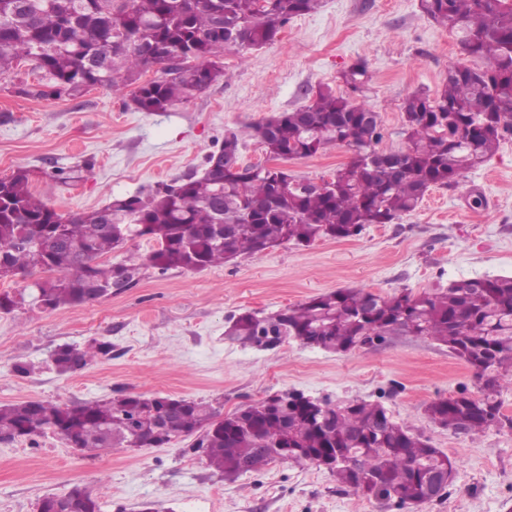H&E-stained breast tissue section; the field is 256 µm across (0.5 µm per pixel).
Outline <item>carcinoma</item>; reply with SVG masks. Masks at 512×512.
I'll use <instances>...</instances> for the list:
<instances>
[{"mask_svg": "<svg viewBox=\"0 0 512 512\" xmlns=\"http://www.w3.org/2000/svg\"><path fill=\"white\" fill-rule=\"evenodd\" d=\"M0 0V77L30 61L45 73L39 97L75 96L88 86L122 90L141 72L162 65V76L132 91L143 112H166L203 94L224 70L198 66L226 48L273 41L296 16L319 0ZM432 21L460 34L465 54L481 67L448 69L440 92L410 95L403 105L406 146L376 148L379 114L331 89L306 105L252 126L274 159L305 158L333 145L352 151L350 162L327 186L284 170L242 165L243 132L224 133L207 168L179 184L133 194L101 209L65 217L31 190L32 173L19 168L0 178V265L22 275L36 268L57 272L18 293H0V311L24 304L45 311L97 300L131 287L134 264L102 258L136 238L157 248L148 264L203 270L258 255L285 243L308 247L317 240H349L372 224H392L415 211L431 188L457 184L497 151L512 133V0H419ZM353 93L367 83L359 63L341 75ZM224 335L257 349L293 340L306 347L347 354L386 337L431 338L486 379L480 395L466 390L425 407L436 425L465 434L491 426L512 428L501 413L502 382L512 384V276H476L420 293L403 289L381 296L344 288L309 298L272 315L244 311L228 319ZM111 346L66 345L53 365L68 373L107 355ZM257 401L221 415L203 401L120 393L105 400L0 405V441L31 439L52 430L77 449L160 448L181 435L200 433L213 470L234 479L272 462L302 466L324 453L337 484L399 508L439 498L455 462L441 449L396 422L379 401L336 405L308 401L302 393ZM67 496L83 512L101 503L75 485Z\"/></svg>", "mask_w": 512, "mask_h": 512, "instance_id": "1", "label": "carcinoma"}]
</instances>
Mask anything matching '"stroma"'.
Returning a JSON list of instances; mask_svg holds the SVG:
<instances>
[{"instance_id": "1", "label": "stroma", "mask_w": 512, "mask_h": 512, "mask_svg": "<svg viewBox=\"0 0 512 512\" xmlns=\"http://www.w3.org/2000/svg\"><path fill=\"white\" fill-rule=\"evenodd\" d=\"M224 76L203 94L165 112L139 111L130 91L94 87L81 95L21 93L40 71L0 79V178L32 170L31 187L64 215L202 175L229 128L292 111L319 87L347 94L340 75L367 64L363 101L378 112L381 150L404 148L402 106L416 91L436 94L450 67L470 64L456 32L439 26L418 0H320L289 20L269 44L215 54ZM348 147L330 146L282 161L293 176L320 181L346 166ZM72 175L61 183L57 170ZM512 274V135L454 188H432L420 206L392 224H373L353 240L283 244L202 271L160 272L145 265L128 289L54 311L22 306L0 312V404L103 400L118 393L203 400L228 414L289 390L332 403L379 400L412 432L455 460L451 485L405 512H512V430L464 435L433 424L426 405L478 393L471 368L447 347L390 336L345 355L292 341L273 350L224 338L229 316L273 313L340 288L383 296L420 292L437 282ZM109 343L110 353L57 373L63 345ZM29 363L30 374L15 372ZM195 436L160 448L77 451L53 432L0 443V512H38L47 496L73 485L99 496L103 512H392L340 487L313 464L270 463L236 480L193 451Z\"/></svg>"}]
</instances>
